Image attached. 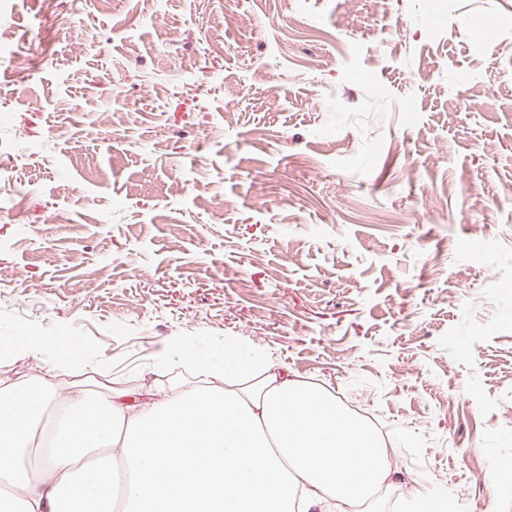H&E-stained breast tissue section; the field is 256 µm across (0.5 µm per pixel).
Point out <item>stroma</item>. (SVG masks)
I'll return each mask as SVG.
<instances>
[{
	"mask_svg": "<svg viewBox=\"0 0 512 512\" xmlns=\"http://www.w3.org/2000/svg\"><path fill=\"white\" fill-rule=\"evenodd\" d=\"M0 273L58 394L232 336L512 512V0H0ZM183 337L177 336L174 339L163 343L154 354V370L167 371L178 363H184L185 359L181 356Z\"/></svg>",
	"mask_w": 512,
	"mask_h": 512,
	"instance_id": "obj_1",
	"label": "stroma"
}]
</instances>
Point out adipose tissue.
I'll return each mask as SVG.
<instances>
[{
	"instance_id": "adipose-tissue-1",
	"label": "adipose tissue",
	"mask_w": 512,
	"mask_h": 512,
	"mask_svg": "<svg viewBox=\"0 0 512 512\" xmlns=\"http://www.w3.org/2000/svg\"><path fill=\"white\" fill-rule=\"evenodd\" d=\"M193 371L141 395L0 381V512H327L390 484L387 448L326 384L225 351Z\"/></svg>"
}]
</instances>
